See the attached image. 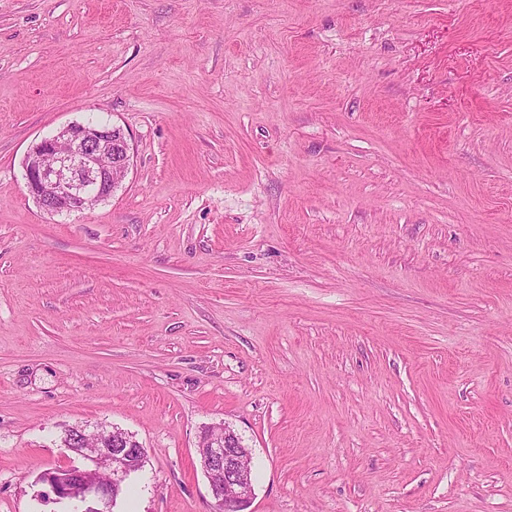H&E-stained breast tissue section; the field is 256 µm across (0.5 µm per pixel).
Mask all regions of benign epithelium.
Returning a JSON list of instances; mask_svg holds the SVG:
<instances>
[{
	"instance_id": "benign-epithelium-1",
	"label": "benign epithelium",
	"mask_w": 512,
	"mask_h": 512,
	"mask_svg": "<svg viewBox=\"0 0 512 512\" xmlns=\"http://www.w3.org/2000/svg\"><path fill=\"white\" fill-rule=\"evenodd\" d=\"M131 147L123 130L111 124L94 126L73 122L50 137L34 143L25 155L26 185L48 214L81 212L90 201L100 202L112 193L128 173ZM84 428H72L68 449L75 459L64 468L65 476L45 473L43 483L54 501L65 507L81 504L82 512H113L119 490L141 468L146 449L127 444L124 438L92 455L82 451ZM198 454L214 500V512H239L254 497L251 468L244 461L251 450L230 439L201 434Z\"/></svg>"
}]
</instances>
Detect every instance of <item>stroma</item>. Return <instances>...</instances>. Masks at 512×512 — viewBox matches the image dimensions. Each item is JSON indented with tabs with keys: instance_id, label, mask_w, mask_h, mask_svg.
Masks as SVG:
<instances>
[{
	"instance_id": "35a3bbf8",
	"label": "stroma",
	"mask_w": 512,
	"mask_h": 512,
	"mask_svg": "<svg viewBox=\"0 0 512 512\" xmlns=\"http://www.w3.org/2000/svg\"><path fill=\"white\" fill-rule=\"evenodd\" d=\"M120 126L50 215L30 145ZM135 435L119 512H512V0H0V512L71 426ZM108 157L111 166L102 165ZM131 147L120 127L73 122L34 143L25 155L26 185L48 214L82 212L100 202L128 173ZM221 428L223 439L214 436L216 429L202 432L198 443L200 464L214 500V511L239 512L255 495L251 468L243 462L251 459V450L238 448L230 439V435L234 436L232 430L225 425Z\"/></svg>"
}]
</instances>
